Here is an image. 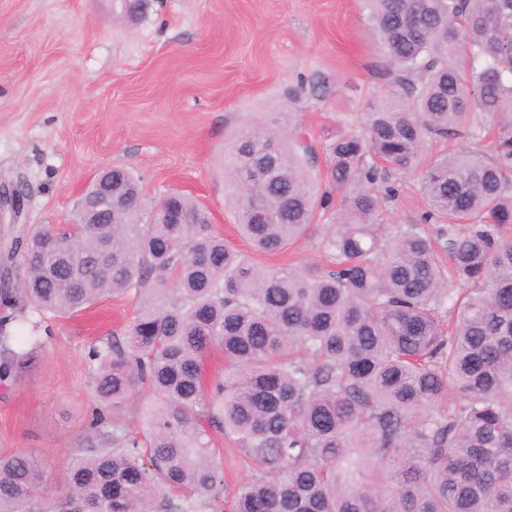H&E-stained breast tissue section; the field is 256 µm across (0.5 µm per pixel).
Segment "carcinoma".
Masks as SVG:
<instances>
[{
    "instance_id": "1",
    "label": "carcinoma",
    "mask_w": 512,
    "mask_h": 512,
    "mask_svg": "<svg viewBox=\"0 0 512 512\" xmlns=\"http://www.w3.org/2000/svg\"><path fill=\"white\" fill-rule=\"evenodd\" d=\"M366 4L390 100L322 143L257 126L224 154L236 225L259 252L286 250L341 194L343 223L321 241L330 265L259 267L203 204L175 192L149 206L119 167L73 223L15 243L1 386L37 370L46 314L104 295L138 305L122 336L87 352L99 406L65 494L43 495L35 456L0 453V512H214L215 432L254 468L224 512H512V133L490 156L423 158L431 137L482 139L479 112L512 115V0ZM326 84L312 74L294 102ZM320 163L318 193L308 170ZM407 173L423 222L383 233L375 217ZM93 205L100 223L85 224ZM170 207L192 223H169ZM217 350L224 372L208 378ZM450 390L459 401L443 414ZM143 392L135 432L113 411Z\"/></svg>"
}]
</instances>
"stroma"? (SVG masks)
I'll list each match as a JSON object with an SVG mask.
<instances>
[{
    "label": "stroma",
    "mask_w": 512,
    "mask_h": 512,
    "mask_svg": "<svg viewBox=\"0 0 512 512\" xmlns=\"http://www.w3.org/2000/svg\"><path fill=\"white\" fill-rule=\"evenodd\" d=\"M386 57L362 0H149L145 17L117 22L112 0H0V183L24 208L0 224V258L17 237L71 223L82 190L105 169L138 178L147 204L180 190L211 213L225 241L262 266L326 263L321 240L339 222L317 211L311 236L269 256L235 228L224 151L258 125L301 124L315 142L360 124L390 88ZM324 97L289 105L314 73ZM380 213L387 228L420 222L416 176ZM134 296H108L51 322L34 375L0 388V451L38 455L47 493L81 448L96 405L85 351L122 333Z\"/></svg>",
    "instance_id": "stroma-1"
}]
</instances>
